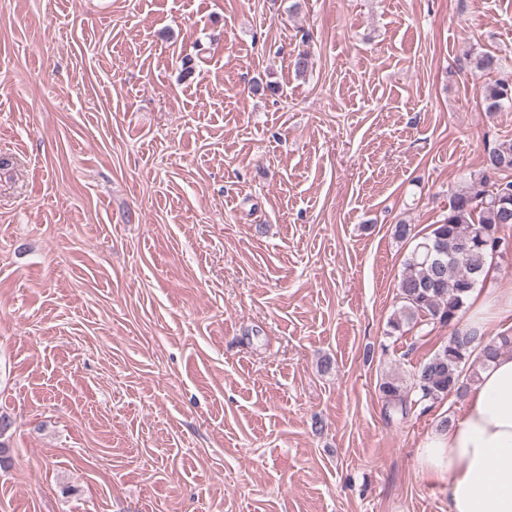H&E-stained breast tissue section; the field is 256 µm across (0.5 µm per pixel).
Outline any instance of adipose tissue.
<instances>
[{"mask_svg":"<svg viewBox=\"0 0 512 512\" xmlns=\"http://www.w3.org/2000/svg\"><path fill=\"white\" fill-rule=\"evenodd\" d=\"M419 463L448 486V512H512V356L482 368L447 430L429 436Z\"/></svg>","mask_w":512,"mask_h":512,"instance_id":"obj_1","label":"adipose tissue"}]
</instances>
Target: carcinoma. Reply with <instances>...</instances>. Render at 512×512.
Segmentation results:
<instances>
[{"mask_svg":"<svg viewBox=\"0 0 512 512\" xmlns=\"http://www.w3.org/2000/svg\"><path fill=\"white\" fill-rule=\"evenodd\" d=\"M458 62L462 70L486 74L503 68L502 59L491 52L470 50ZM481 95L490 114L512 106V79L485 85ZM507 170H512V143L503 142L487 152L482 170L450 196L447 213L428 234L413 233L409 224L396 225V238L413 246L397 284L402 305L390 326L398 330L404 323H439L453 332L418 368L411 384L393 375L381 378L378 390L393 411L404 415L418 406L426 411L451 394L462 396V372L470 359L484 365L512 351V336L489 338L476 326L459 327L466 301L485 280L494 250L509 240L504 233L512 226V180L503 176ZM13 425L10 414L0 412V464L9 459Z\"/></svg>","mask_w":512,"mask_h":512,"instance_id":"1","label":"carcinoma"}]
</instances>
